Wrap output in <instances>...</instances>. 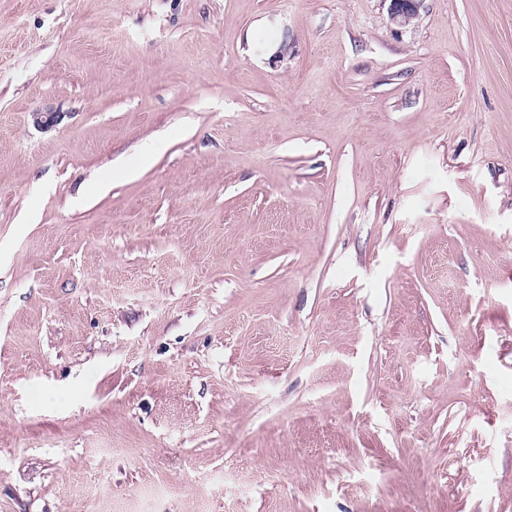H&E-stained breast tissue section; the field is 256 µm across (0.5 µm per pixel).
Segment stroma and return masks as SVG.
I'll use <instances>...</instances> for the list:
<instances>
[{
	"mask_svg": "<svg viewBox=\"0 0 512 512\" xmlns=\"http://www.w3.org/2000/svg\"><path fill=\"white\" fill-rule=\"evenodd\" d=\"M388 8L0 0V512H512V0ZM389 16L393 23L403 26L409 24L419 12L422 0H389Z\"/></svg>",
	"mask_w": 512,
	"mask_h": 512,
	"instance_id": "1",
	"label": "stroma"
}]
</instances>
